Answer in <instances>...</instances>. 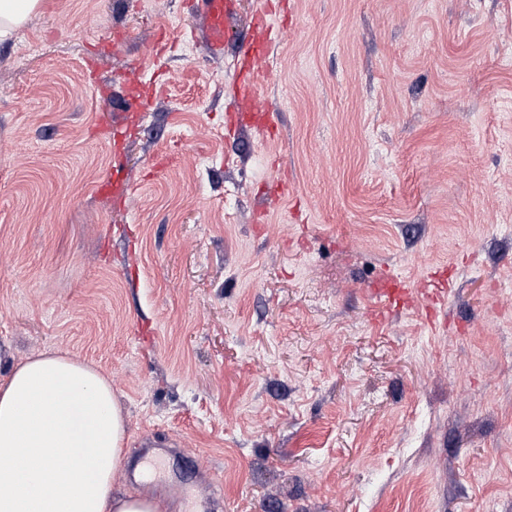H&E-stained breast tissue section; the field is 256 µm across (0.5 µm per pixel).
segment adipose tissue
I'll return each instance as SVG.
<instances>
[{
	"label": "adipose tissue",
	"mask_w": 512,
	"mask_h": 512,
	"mask_svg": "<svg viewBox=\"0 0 512 512\" xmlns=\"http://www.w3.org/2000/svg\"><path fill=\"white\" fill-rule=\"evenodd\" d=\"M126 428L109 378L59 351L16 365L0 384V512H168L116 495Z\"/></svg>",
	"instance_id": "adipose-tissue-1"
}]
</instances>
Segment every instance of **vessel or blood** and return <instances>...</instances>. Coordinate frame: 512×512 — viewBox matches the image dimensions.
<instances>
[{
    "label": "vessel or blood",
    "instance_id": "b4317fda",
    "mask_svg": "<svg viewBox=\"0 0 512 512\" xmlns=\"http://www.w3.org/2000/svg\"><path fill=\"white\" fill-rule=\"evenodd\" d=\"M190 7L194 25L192 34L201 36L208 54L215 58L224 55V39L231 30L234 15L233 0H191ZM267 8L258 4L254 17V27L260 30L259 38L245 42L243 50L247 57L265 59L277 35L266 21ZM142 69L135 66L126 73L124 111L134 116L148 104L142 93ZM234 107L241 112L245 124L260 133H267L276 127L277 113L269 111L266 103L256 93L252 75L238 77L235 81ZM129 131L121 121H113L109 126L95 127L94 132L103 141L113 143L112 175L102 181L97 192L100 196L123 203L132 190L122 173L123 159L120 147ZM438 285L434 288H417L409 280L398 275H384L373 288L369 296L379 311L391 313L402 308L421 306L428 316H436L439 306L448 298L446 276H438Z\"/></svg>",
    "mask_w": 512,
    "mask_h": 512
}]
</instances>
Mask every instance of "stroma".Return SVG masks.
I'll return each mask as SVG.
<instances>
[{"instance_id":"35a3bbf8","label":"stroma","mask_w":512,"mask_h":512,"mask_svg":"<svg viewBox=\"0 0 512 512\" xmlns=\"http://www.w3.org/2000/svg\"><path fill=\"white\" fill-rule=\"evenodd\" d=\"M270 2V140L226 128L257 0L219 60L188 0H41L0 41V379L100 367L121 493L159 448L203 512H512V0ZM138 61L119 207L90 130ZM443 268L444 328L375 321L378 276Z\"/></svg>"}]
</instances>
